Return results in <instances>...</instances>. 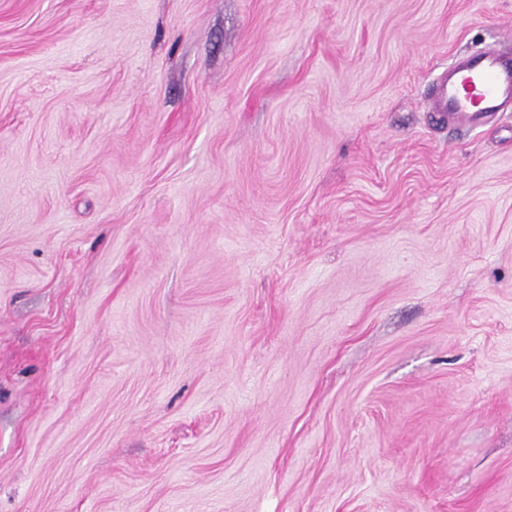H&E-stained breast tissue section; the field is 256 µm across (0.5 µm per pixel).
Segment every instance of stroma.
Returning <instances> with one entry per match:
<instances>
[{
    "mask_svg": "<svg viewBox=\"0 0 512 512\" xmlns=\"http://www.w3.org/2000/svg\"><path fill=\"white\" fill-rule=\"evenodd\" d=\"M512 0H0V512H512ZM512 103V48L491 47L461 58L436 81L431 112L474 126Z\"/></svg>",
    "mask_w": 512,
    "mask_h": 512,
    "instance_id": "obj_1",
    "label": "stroma"
}]
</instances>
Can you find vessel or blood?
Here are the masks:
<instances>
[{
	"label": "vessel or blood",
	"mask_w": 512,
	"mask_h": 512,
	"mask_svg": "<svg viewBox=\"0 0 512 512\" xmlns=\"http://www.w3.org/2000/svg\"><path fill=\"white\" fill-rule=\"evenodd\" d=\"M512 103V48L491 47L455 61L435 84L432 111L472 126Z\"/></svg>",
	"instance_id": "vessel-or-blood-1"
}]
</instances>
